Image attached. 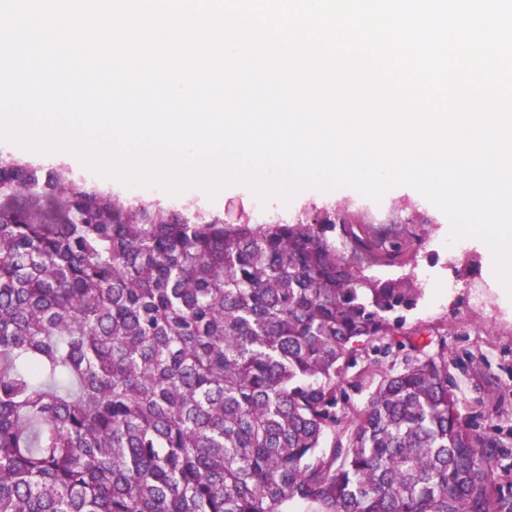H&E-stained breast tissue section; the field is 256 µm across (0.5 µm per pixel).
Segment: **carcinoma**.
<instances>
[{"instance_id": "cac0c4a2", "label": "carcinoma", "mask_w": 512, "mask_h": 512, "mask_svg": "<svg viewBox=\"0 0 512 512\" xmlns=\"http://www.w3.org/2000/svg\"><path fill=\"white\" fill-rule=\"evenodd\" d=\"M0 154V512H512L441 337L340 429L420 289L327 214L226 224ZM333 436L331 444L326 438Z\"/></svg>"}]
</instances>
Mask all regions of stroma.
I'll return each instance as SVG.
<instances>
[{
	"mask_svg": "<svg viewBox=\"0 0 512 512\" xmlns=\"http://www.w3.org/2000/svg\"><path fill=\"white\" fill-rule=\"evenodd\" d=\"M29 160L47 166L65 165L75 178L85 180L96 188L122 198L146 205H193L194 208L224 215L229 210H245L251 215L265 213L291 216L301 208L317 204L355 203L365 208L369 199L350 188L331 192L306 190L290 204L271 201L261 205L251 191L241 185L222 190L216 198L190 189L178 196H171L156 187L129 188L121 183L102 178L84 168L67 153H29ZM396 203L414 205L417 212L428 217V225L385 224L381 230L392 236L410 239L413 260L403 267H378L374 276L389 279L412 275L422 288V296L406 316V340L403 347L393 348L386 355L369 354L365 369V392L351 396L347 416H354L363 408L367 390L373 389L380 376L391 366H402L405 359L413 357V345L428 343V332L434 328H447L449 371L455 383L459 413L477 432L494 437L500 452L495 474L498 481L512 486V297L496 279L493 256L489 247L476 238L465 239L464 250L449 251L450 223L446 216L422 197L415 189L398 186L382 199L381 208ZM454 275L457 288L444 289L447 275ZM486 280L487 306L474 308L469 283L473 278Z\"/></svg>",
	"mask_w": 512,
	"mask_h": 512,
	"instance_id": "35a3bbf8",
	"label": "stroma"
}]
</instances>
